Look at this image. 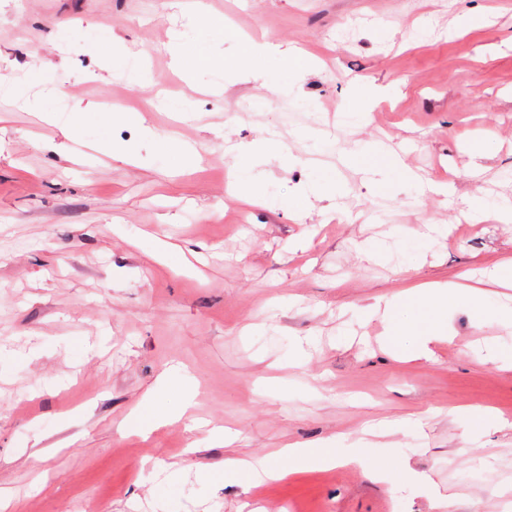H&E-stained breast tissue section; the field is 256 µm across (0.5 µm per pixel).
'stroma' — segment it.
<instances>
[{
	"label": "stroma",
	"mask_w": 512,
	"mask_h": 512,
	"mask_svg": "<svg viewBox=\"0 0 512 512\" xmlns=\"http://www.w3.org/2000/svg\"><path fill=\"white\" fill-rule=\"evenodd\" d=\"M193 12L223 19L219 62L251 39L321 63L183 75L167 46L196 38ZM107 95L139 120L104 121ZM372 140L434 189L381 172ZM247 160L253 203L229 189ZM506 171L512 0H0V512H430L436 492L512 512V322L457 299L427 361L375 310L404 268L445 284L512 256V223L461 216L512 207ZM424 223L448 232L413 235ZM176 363L193 408L134 433L147 400L177 407ZM471 407L502 425L473 432ZM336 436L430 481L219 475Z\"/></svg>",
	"instance_id": "stroma-1"
}]
</instances>
